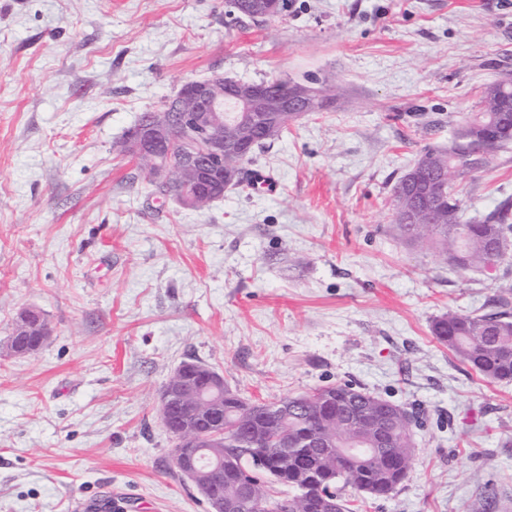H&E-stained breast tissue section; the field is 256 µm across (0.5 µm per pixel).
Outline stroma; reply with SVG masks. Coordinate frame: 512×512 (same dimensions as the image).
<instances>
[{
    "label": "stroma",
    "instance_id": "1",
    "mask_svg": "<svg viewBox=\"0 0 512 512\" xmlns=\"http://www.w3.org/2000/svg\"><path fill=\"white\" fill-rule=\"evenodd\" d=\"M0 0V512H209L178 472L162 389L191 358L269 400L351 382L420 410L412 467L360 512H512V382L439 344L434 318L512 284L402 240L390 198L484 88L512 74V0ZM327 91L204 210L157 204L119 144L188 80ZM512 198V147L466 183ZM51 334L7 349L18 313Z\"/></svg>",
    "mask_w": 512,
    "mask_h": 512
}]
</instances>
